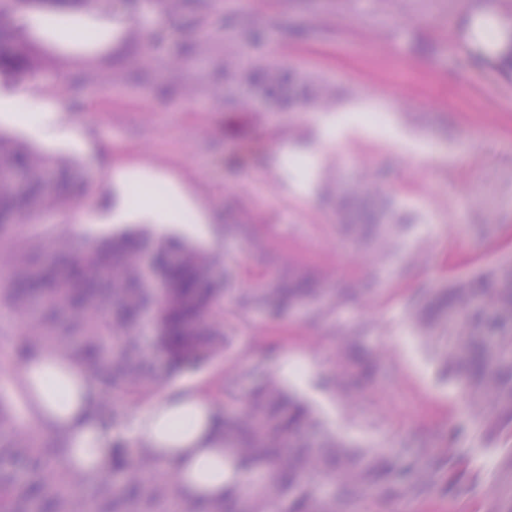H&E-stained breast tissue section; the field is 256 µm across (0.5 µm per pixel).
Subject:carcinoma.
<instances>
[{
  "mask_svg": "<svg viewBox=\"0 0 512 512\" xmlns=\"http://www.w3.org/2000/svg\"><path fill=\"white\" fill-rule=\"evenodd\" d=\"M104 0H0V73L33 77L38 60L26 36L2 21L40 6L93 7ZM167 17L182 19L197 38L162 65L151 50L135 63L134 80L152 92L165 76L194 61L218 59L232 24L210 26L213 0H153ZM476 59L512 76V51L496 52L499 29L482 28ZM215 95L227 112L278 110L312 99L331 110V92L297 72L261 60L232 72ZM22 173L18 189L10 179ZM88 178L69 164L36 153L0 135V308L11 325L15 357L25 361L43 348L76 364L97 388V410L119 428L121 405L143 403L158 388V365L167 375L224 356L226 328L255 310L271 317L298 305L330 315L352 299L350 288H326L324 279L299 263L269 278L249 276L246 288L208 282L218 256L184 243L125 233L101 238L71 255L50 249V230L23 233L46 213L70 214L89 193ZM336 232L363 250L385 252L403 228L392 205L370 181L336 192ZM150 256V264L144 256ZM443 377L462 392L461 409L482 446L463 448L464 428L450 424L448 447L410 440L396 448L352 449L321 429L310 407L287 389L278 370L258 363L229 374L212 398L236 405L222 410L224 497L209 501L179 494V477L145 451L146 444L115 439L109 468L84 478L64 463L63 449L35 427H21L0 395V512H359L439 494L457 501L472 493L481 512H512V258L487 272L433 290L411 310ZM151 315L154 335L142 334ZM382 356L369 348L361 329L341 333L327 382L348 401L379 389ZM241 377L254 379L238 391ZM14 383L26 401L37 383L21 372ZM494 457V466L481 463Z\"/></svg>",
  "mask_w": 512,
  "mask_h": 512,
  "instance_id": "cac0c4a2",
  "label": "carcinoma"
}]
</instances>
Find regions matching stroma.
Wrapping results in <instances>:
<instances>
[{"instance_id":"35a3bbf8","label":"stroma","mask_w":512,"mask_h":512,"mask_svg":"<svg viewBox=\"0 0 512 512\" xmlns=\"http://www.w3.org/2000/svg\"><path fill=\"white\" fill-rule=\"evenodd\" d=\"M507 0H220L217 24L268 30L242 50L225 44V70L259 57L303 73L337 93V109L308 103L293 112H227L195 66L178 71L179 94L156 98L132 86L133 62L145 49L136 17L122 0L112 8H37L20 22L41 57L36 76L0 75V133L72 164L90 192L67 216L82 225L62 247L76 250L126 230L178 236L217 254L209 276L240 279L244 269L276 275L290 260L311 267L329 285L369 289L372 306L356 303L338 316L304 306L280 321L254 313L235 326L223 358L205 369L161 378L158 393H200L225 374L261 361L259 338L274 340V365H303L289 389L315 411L325 429L352 447L386 448L461 419L459 390L438 377L431 353L411 324L410 307L433 289L512 250V80L471 63L459 37L466 11L511 13ZM91 82L75 109L58 112L56 140L18 124L20 96L60 95L77 78ZM380 112L381 127L351 121ZM260 148L243 167L229 156L243 144ZM306 156L310 178L285 174L282 160ZM129 174L117 182L116 171ZM362 179L377 183L407 228L381 263L353 265L336 233L327 193ZM152 184L184 201L186 217L165 225L164 205L131 202L134 187ZM250 224L253 240L225 234ZM362 326L366 343L385 354L391 380L349 406L323 379L335 364L342 329Z\"/></svg>"}]
</instances>
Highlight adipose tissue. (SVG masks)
Returning a JSON list of instances; mask_svg holds the SVG:
<instances>
[{"mask_svg": "<svg viewBox=\"0 0 512 512\" xmlns=\"http://www.w3.org/2000/svg\"><path fill=\"white\" fill-rule=\"evenodd\" d=\"M95 398L94 388L86 382L64 404L43 390L31 416L45 438L65 448L68 465L92 464L101 470L106 466L105 450L112 444V428L95 415ZM121 432L130 442L149 444L154 455L174 467L185 493L206 498L223 495L224 438L209 399L159 398L135 412Z\"/></svg>", "mask_w": 512, "mask_h": 512, "instance_id": "ef3b65f1", "label": "adipose tissue"}]
</instances>
